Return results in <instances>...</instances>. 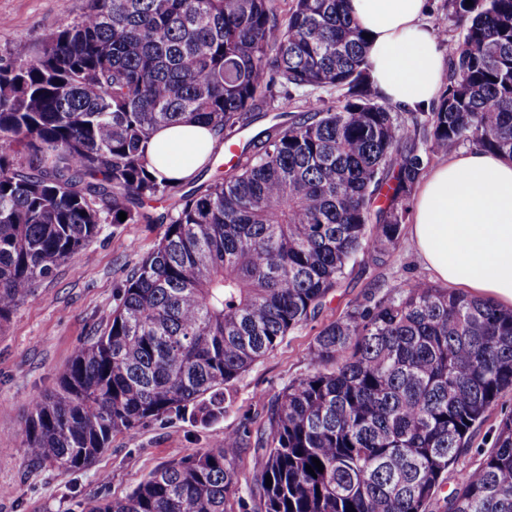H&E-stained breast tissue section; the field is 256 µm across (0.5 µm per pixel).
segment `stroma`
Masks as SVG:
<instances>
[{"label": "stroma", "instance_id": "35a3bbf8", "mask_svg": "<svg viewBox=\"0 0 512 512\" xmlns=\"http://www.w3.org/2000/svg\"><path fill=\"white\" fill-rule=\"evenodd\" d=\"M86 5L87 0H0V53L74 22ZM164 232L161 224L102 225L86 254L39 280L33 294L0 325V512H81L85 501L101 493L125 497L155 467L210 447L227 429L256 436L263 425L257 395H273L309 371V347L323 324L361 301L368 288L434 280L410 239H403L389 265L357 262L341 288L328 296L318 320L294 330L236 381L233 403L217 421L204 426L187 413L148 419L132 431L115 434L93 466L65 473L31 468L22 448V429L32 399L55 387L75 349L95 336L118 305L131 269ZM508 417L512 390L503 393L449 467L448 486L479 463L493 444L496 427Z\"/></svg>", "mask_w": 512, "mask_h": 512}]
</instances>
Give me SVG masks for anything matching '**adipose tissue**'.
<instances>
[{
  "label": "adipose tissue",
  "instance_id": "obj_1",
  "mask_svg": "<svg viewBox=\"0 0 512 512\" xmlns=\"http://www.w3.org/2000/svg\"><path fill=\"white\" fill-rule=\"evenodd\" d=\"M369 34L367 61L379 94L414 107L437 98L443 56L424 24L428 0H348ZM219 147L209 127L159 128L147 145L156 177L191 179ZM409 236L419 257L447 287L512 308V161L477 147L451 153L421 178Z\"/></svg>",
  "mask_w": 512,
  "mask_h": 512
}]
</instances>
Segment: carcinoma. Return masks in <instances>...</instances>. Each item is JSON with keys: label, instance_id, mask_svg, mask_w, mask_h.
<instances>
[{"label": "carcinoma", "instance_id": "carcinoma-1", "mask_svg": "<svg viewBox=\"0 0 512 512\" xmlns=\"http://www.w3.org/2000/svg\"><path fill=\"white\" fill-rule=\"evenodd\" d=\"M346 2L88 0L78 21L0 55V325L119 213L166 225L98 334L32 399L28 462L83 468L113 434L189 407L218 420L350 263L392 261L435 157L472 144L512 160V0H446L465 33L438 101L414 111L373 88ZM333 89L338 106L314 95ZM191 120L233 161L153 216L145 204L179 185L148 171L146 145ZM309 364L258 396L260 512H428L512 389V310L400 282L325 324ZM234 457L203 448L84 512H232ZM443 502L512 512V418Z\"/></svg>", "mask_w": 512, "mask_h": 512}]
</instances>
